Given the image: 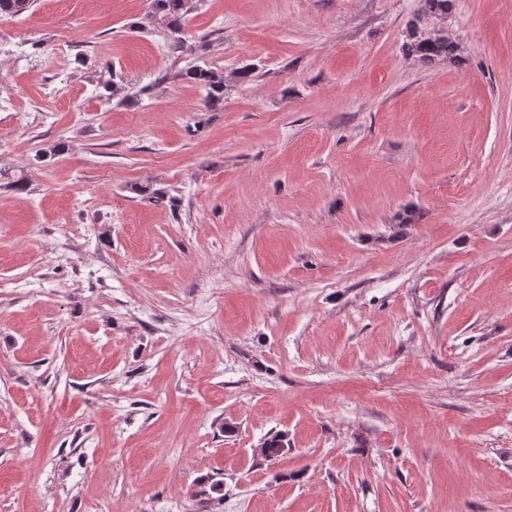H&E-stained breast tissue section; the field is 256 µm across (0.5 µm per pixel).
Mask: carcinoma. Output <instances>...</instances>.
I'll return each instance as SVG.
<instances>
[{
  "instance_id": "1",
  "label": "carcinoma",
  "mask_w": 512,
  "mask_h": 512,
  "mask_svg": "<svg viewBox=\"0 0 512 512\" xmlns=\"http://www.w3.org/2000/svg\"><path fill=\"white\" fill-rule=\"evenodd\" d=\"M197 0H151V17L154 23L168 32V49L177 55H190L194 45L184 36L182 23L194 9ZM32 0H0V13L21 14L26 12ZM451 0H424L421 14L408 28L404 44L408 55L422 63L446 60L456 56L458 46L448 39L443 28H430L429 22H444L448 18ZM181 77L205 91L204 107L209 109L224 100L228 79L224 73L202 65H192L182 72Z\"/></svg>"
}]
</instances>
